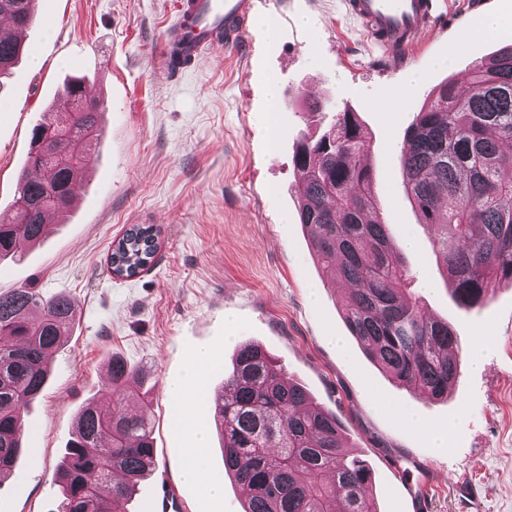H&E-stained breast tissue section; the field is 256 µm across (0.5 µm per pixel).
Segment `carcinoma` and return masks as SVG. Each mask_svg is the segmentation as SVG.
Segmentation results:
<instances>
[{
  "instance_id": "1",
  "label": "carcinoma",
  "mask_w": 512,
  "mask_h": 512,
  "mask_svg": "<svg viewBox=\"0 0 512 512\" xmlns=\"http://www.w3.org/2000/svg\"><path fill=\"white\" fill-rule=\"evenodd\" d=\"M35 0H0V15L24 28ZM23 53L22 40L0 37V79ZM463 95L452 82L433 91L404 137L400 165L407 195L442 258L441 276L458 307L471 311L496 288L512 286V44L477 64ZM87 82H65L57 100L69 134L63 145L75 163L55 170L65 195L47 201L45 171L29 152L39 181L19 176L14 217L0 224V258L17 243H36L42 215L74 202L75 147L99 140L104 101L83 93ZM369 134L358 114L336 112L317 137L293 150L299 223L310 232L317 264L333 282L352 285L342 317L365 355L397 385L433 399L448 396L460 373L458 336L427 315L408 291L409 271L379 213L373 171L363 161ZM24 199L26 206L19 205ZM161 231L133 224L112 247L111 271L124 278L152 266ZM74 305L31 288L0 293V481L14 467L26 436L24 412L49 376V360L71 329ZM8 343H2V340ZM109 382L76 420L57 473L59 512H128L136 484L155 465L152 427L128 408L146 380L117 356ZM213 417L224 438V470L241 492L243 512H378L366 460L344 449L336 415L285 377L266 349L243 344L224 379ZM123 480L114 482L115 471Z\"/></svg>"
}]
</instances>
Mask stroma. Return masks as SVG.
<instances>
[{
  "mask_svg": "<svg viewBox=\"0 0 512 512\" xmlns=\"http://www.w3.org/2000/svg\"><path fill=\"white\" fill-rule=\"evenodd\" d=\"M452 25L431 32L418 54L392 60L367 39L342 0H255L239 53H214L165 76L156 56L177 0H37L25 53L0 88V215L9 216L33 128L48 119L71 76H86L105 100L98 145L86 150L88 180L73 208L36 245L0 262V292L26 287L74 304V325L53 354L43 392L24 415L26 450L0 483V512H57L56 470L81 405L107 386V359L122 357L152 385L144 411L153 425L155 466L129 512L173 486L185 512H242L224 470L210 399L238 346H266L287 378L335 414L348 451L367 459L379 512H413L394 468L428 464V512H462L453 491L464 478L481 512H512V286L463 311L438 267L430 235L403 185L399 147L427 95L463 80L473 63L504 46L478 32L488 14L512 19V0H450ZM275 21L267 33L261 21ZM318 32H311V25ZM473 32L461 43L465 32ZM420 82L407 87L409 73ZM279 88L271 112L269 80ZM358 112L370 133L365 154L390 236L414 277L411 292L427 314L459 338L461 370L447 400L389 381L350 336L340 305L348 291L324 283L308 235L297 222L293 146L318 125L309 102ZM132 224H155L153 265L114 278L109 247ZM340 337L337 353L332 337ZM484 353L472 367L474 345ZM214 363L202 375L207 396L182 428L170 421L167 387L198 350ZM422 417L418 430L396 416ZM448 432L445 447L429 430ZM206 432L204 479L224 487L209 498L181 478L195 431Z\"/></svg>",
  "mask_w": 512,
  "mask_h": 512,
  "instance_id": "1",
  "label": "stroma"
}]
</instances>
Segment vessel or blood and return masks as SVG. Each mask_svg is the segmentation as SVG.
<instances>
[{"instance_id":"b4317fda","label":"vessel or blood","mask_w":512,"mask_h":512,"mask_svg":"<svg viewBox=\"0 0 512 512\" xmlns=\"http://www.w3.org/2000/svg\"><path fill=\"white\" fill-rule=\"evenodd\" d=\"M343 5L367 38L391 56L420 48L425 32L445 23L448 9L445 0H343ZM253 8L254 0H179L177 19L160 42L164 72H171L177 54L194 63L214 48L238 52ZM404 481L416 512H425L430 476L409 474Z\"/></svg>"}]
</instances>
